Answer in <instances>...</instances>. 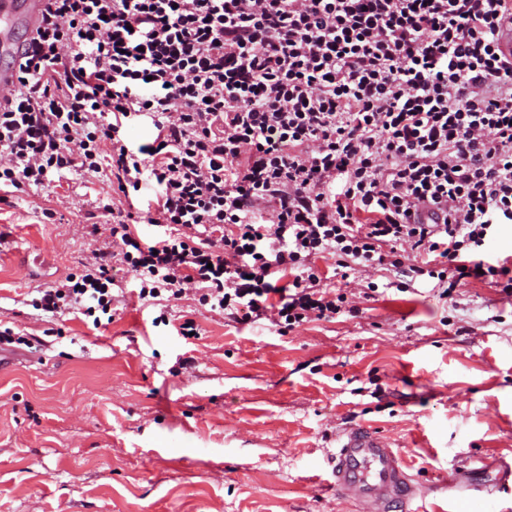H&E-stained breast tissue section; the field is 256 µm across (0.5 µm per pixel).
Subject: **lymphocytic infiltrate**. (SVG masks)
Listing matches in <instances>:
<instances>
[{
    "mask_svg": "<svg viewBox=\"0 0 512 512\" xmlns=\"http://www.w3.org/2000/svg\"><path fill=\"white\" fill-rule=\"evenodd\" d=\"M0 106V192L66 171L119 191L150 172L157 221L142 249L113 206L112 246L40 310H112L110 271L141 300L201 304L279 330L339 314L314 265L413 267L442 293L500 280L488 239L512 224V60L500 51L512 0H49ZM153 112L151 144L122 136ZM110 154H102V142ZM277 302H270V295Z\"/></svg>",
    "mask_w": 512,
    "mask_h": 512,
    "instance_id": "f902f5d3",
    "label": "lymphocytic infiltrate"
}]
</instances>
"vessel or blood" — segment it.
<instances>
[{
	"label": "vessel or blood",
	"instance_id": "1",
	"mask_svg": "<svg viewBox=\"0 0 512 512\" xmlns=\"http://www.w3.org/2000/svg\"><path fill=\"white\" fill-rule=\"evenodd\" d=\"M47 8L48 0H0V49L19 55L15 26L36 32ZM332 460L337 495L357 497L366 512L404 510L416 497L398 455L377 431L358 427L338 436Z\"/></svg>",
	"mask_w": 512,
	"mask_h": 512
}]
</instances>
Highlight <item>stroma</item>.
<instances>
[{
    "label": "stroma",
    "mask_w": 512,
    "mask_h": 512,
    "mask_svg": "<svg viewBox=\"0 0 512 512\" xmlns=\"http://www.w3.org/2000/svg\"><path fill=\"white\" fill-rule=\"evenodd\" d=\"M158 191L147 174L124 194L109 172L72 171L0 204V331L19 354L0 371V512H358L331 464L357 424L393 443L423 512H512V483L495 484L512 466V297L490 281L443 298L376 265L335 277L326 254L345 312L283 333L224 319L193 284L98 326L36 309L110 242L99 206L140 216L143 244L168 235ZM464 468L478 474L449 498Z\"/></svg>",
    "instance_id": "1"
}]
</instances>
